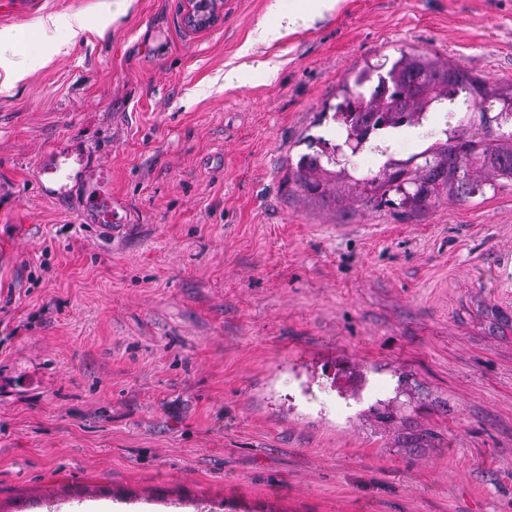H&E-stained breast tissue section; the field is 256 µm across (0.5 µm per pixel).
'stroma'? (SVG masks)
I'll return each instance as SVG.
<instances>
[{
    "label": "stroma",
    "mask_w": 512,
    "mask_h": 512,
    "mask_svg": "<svg viewBox=\"0 0 512 512\" xmlns=\"http://www.w3.org/2000/svg\"><path fill=\"white\" fill-rule=\"evenodd\" d=\"M270 2L195 32L134 0L0 94V512H512V182L403 218L351 191L366 148L333 198L286 181L344 143L364 62L512 83V0H339L225 83ZM105 3L0 0V28ZM93 182L86 193V205L93 213L95 227L100 233H115V228L121 224H112L114 208H112V191L110 188V172L101 168L94 174Z\"/></svg>",
    "instance_id": "35a3bbf8"
}]
</instances>
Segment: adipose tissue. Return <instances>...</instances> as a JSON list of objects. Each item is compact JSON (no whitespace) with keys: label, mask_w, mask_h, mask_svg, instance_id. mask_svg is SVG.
<instances>
[{"label":"adipose tissue","mask_w":512,"mask_h":512,"mask_svg":"<svg viewBox=\"0 0 512 512\" xmlns=\"http://www.w3.org/2000/svg\"><path fill=\"white\" fill-rule=\"evenodd\" d=\"M338 0H294L286 4L285 0H273L269 7L270 13L286 14V24L270 25L259 23L254 29L250 40L242 47V54H251L258 45H268L280 39L286 28L295 27L298 22H311L335 10ZM133 0H110L98 25H90L81 14L50 15L41 18L37 27L41 34L38 47L28 50L27 56L31 67L43 68L51 64L66 46L67 40L58 37L59 31H66L68 40L77 39L87 31L104 34L108 27L117 24L127 15Z\"/></svg>","instance_id":"1"}]
</instances>
